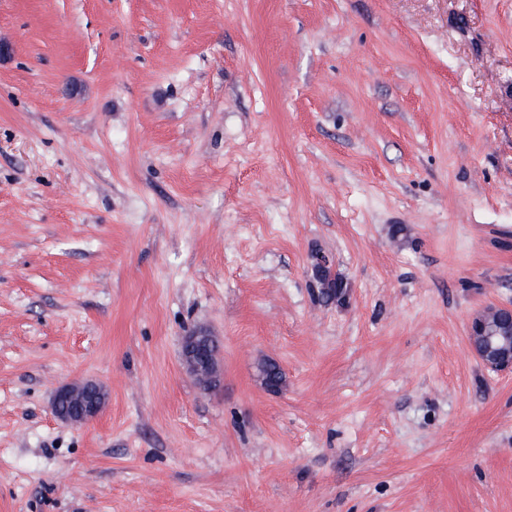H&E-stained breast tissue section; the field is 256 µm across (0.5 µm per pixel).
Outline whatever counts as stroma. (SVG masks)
Segmentation results:
<instances>
[{
  "instance_id": "35a3bbf8",
  "label": "stroma",
  "mask_w": 512,
  "mask_h": 512,
  "mask_svg": "<svg viewBox=\"0 0 512 512\" xmlns=\"http://www.w3.org/2000/svg\"><path fill=\"white\" fill-rule=\"evenodd\" d=\"M1 41L0 512H512L467 339L512 303V0H0ZM220 340L206 330L194 336H185L182 342L183 363L188 374L204 392L212 391V386L220 375L219 365L212 358L210 348ZM106 402L104 388L93 381H75L56 389L52 397V411L56 417L72 425H83L97 418ZM68 410L60 411V404Z\"/></svg>"
}]
</instances>
